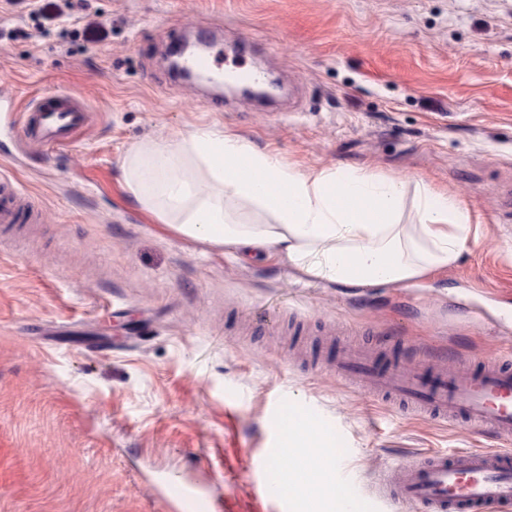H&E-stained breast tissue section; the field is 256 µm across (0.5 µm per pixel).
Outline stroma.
<instances>
[{"instance_id":"stroma-1","label":"stroma","mask_w":512,"mask_h":512,"mask_svg":"<svg viewBox=\"0 0 512 512\" xmlns=\"http://www.w3.org/2000/svg\"><path fill=\"white\" fill-rule=\"evenodd\" d=\"M101 33L36 27L0 0V174L28 200L0 224V512H166L151 483L206 490L222 512L286 469L280 414L333 428L357 512L384 466L498 448L337 379L365 345L457 369L512 353V0H88ZM217 31L216 67L266 71L271 111L175 78L171 43ZM87 109L62 150L15 127L38 98ZM208 126L307 172L343 166L424 180L470 206L457 264L410 287L304 278L277 254L243 260L136 204L123 164L142 143Z\"/></svg>"}]
</instances>
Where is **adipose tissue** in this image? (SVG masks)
Here are the masks:
<instances>
[{
    "mask_svg": "<svg viewBox=\"0 0 512 512\" xmlns=\"http://www.w3.org/2000/svg\"><path fill=\"white\" fill-rule=\"evenodd\" d=\"M125 182L135 200L183 236L242 257L268 249L310 280L357 288L405 285L456 265L473 216L458 197L339 167L299 172L273 155L202 127L132 152ZM417 221H402L406 191ZM298 467L325 466V427L294 420Z\"/></svg>",
    "mask_w": 512,
    "mask_h": 512,
    "instance_id": "obj_1",
    "label": "adipose tissue"
}]
</instances>
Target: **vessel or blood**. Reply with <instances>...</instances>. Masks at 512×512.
Returning <instances> with one entry per match:
<instances>
[{"label": "vessel or blood", "instance_id": "obj_1", "mask_svg": "<svg viewBox=\"0 0 512 512\" xmlns=\"http://www.w3.org/2000/svg\"><path fill=\"white\" fill-rule=\"evenodd\" d=\"M86 113L70 96L39 98L21 125L25 138L45 148L65 146L85 123ZM21 212L8 177H0V223L14 224ZM339 377L373 395H397L445 423L465 421L480 431L493 432L500 448H463L452 454L429 452L408 465L382 471L380 494L409 503L420 512H507L512 507V364L489 362L474 370L426 371L411 362L387 364L368 353L337 358ZM338 460L322 469L306 470L303 483H334ZM286 478L262 479L260 499L288 503ZM162 497L170 512H220L210 497L187 489L179 480L164 483Z\"/></svg>", "mask_w": 512, "mask_h": 512}]
</instances>
